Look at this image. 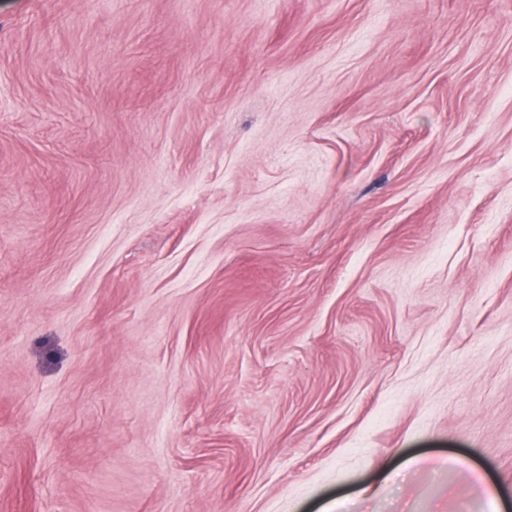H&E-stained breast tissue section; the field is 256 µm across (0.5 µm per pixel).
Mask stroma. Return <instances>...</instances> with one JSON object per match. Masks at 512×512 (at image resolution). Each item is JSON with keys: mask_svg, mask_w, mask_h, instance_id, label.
Here are the masks:
<instances>
[{"mask_svg": "<svg viewBox=\"0 0 512 512\" xmlns=\"http://www.w3.org/2000/svg\"><path fill=\"white\" fill-rule=\"evenodd\" d=\"M0 512H512V0H0Z\"/></svg>", "mask_w": 512, "mask_h": 512, "instance_id": "1", "label": "stroma"}]
</instances>
